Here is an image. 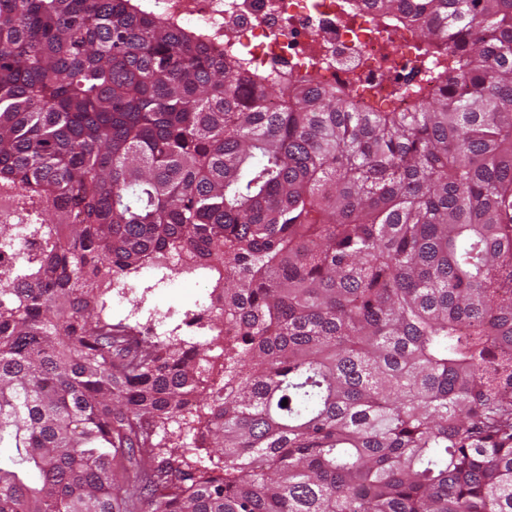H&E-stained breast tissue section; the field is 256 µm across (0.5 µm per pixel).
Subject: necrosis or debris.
Masks as SVG:
<instances>
[{
	"mask_svg": "<svg viewBox=\"0 0 512 512\" xmlns=\"http://www.w3.org/2000/svg\"><path fill=\"white\" fill-rule=\"evenodd\" d=\"M164 12L206 28L221 49L243 57L261 76H311L322 87L354 86L358 97L385 100L415 83L430 56L402 28L376 31L371 14L346 13L339 0H158ZM198 318L170 326L168 316L140 306L154 336L200 335L216 314L213 296L195 295Z\"/></svg>",
	"mask_w": 512,
	"mask_h": 512,
	"instance_id": "necrosis-or-debris-1",
	"label": "necrosis or debris"
}]
</instances>
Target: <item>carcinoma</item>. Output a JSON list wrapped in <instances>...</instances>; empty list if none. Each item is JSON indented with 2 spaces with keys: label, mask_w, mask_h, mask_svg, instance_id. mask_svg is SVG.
I'll use <instances>...</instances> for the list:
<instances>
[{
  "label": "carcinoma",
  "mask_w": 512,
  "mask_h": 512,
  "mask_svg": "<svg viewBox=\"0 0 512 512\" xmlns=\"http://www.w3.org/2000/svg\"><path fill=\"white\" fill-rule=\"evenodd\" d=\"M342 6L435 56L411 108L269 84L145 0H0L38 242L0 278V512H512V0ZM164 254L233 335L112 323Z\"/></svg>",
  "instance_id": "cac0c4a2"
}]
</instances>
